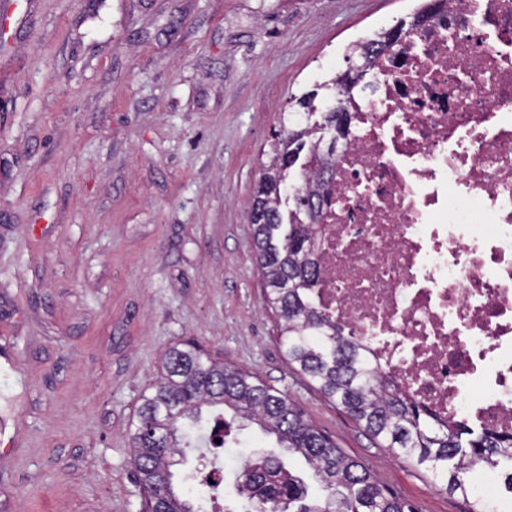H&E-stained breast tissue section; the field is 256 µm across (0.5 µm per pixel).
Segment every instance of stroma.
Wrapping results in <instances>:
<instances>
[{
  "instance_id": "1",
  "label": "stroma",
  "mask_w": 512,
  "mask_h": 512,
  "mask_svg": "<svg viewBox=\"0 0 512 512\" xmlns=\"http://www.w3.org/2000/svg\"><path fill=\"white\" fill-rule=\"evenodd\" d=\"M423 0H0V512H140L131 430L191 340L413 512L471 503L291 367L250 211L291 96Z\"/></svg>"
}]
</instances>
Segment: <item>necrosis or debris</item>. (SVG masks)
I'll list each match as a JSON object with an SVG mask.
<instances>
[{
	"instance_id": "1",
	"label": "necrosis or debris",
	"mask_w": 512,
	"mask_h": 512,
	"mask_svg": "<svg viewBox=\"0 0 512 512\" xmlns=\"http://www.w3.org/2000/svg\"><path fill=\"white\" fill-rule=\"evenodd\" d=\"M349 110L318 306L434 415L512 434V0H446Z\"/></svg>"
}]
</instances>
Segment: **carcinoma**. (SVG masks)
<instances>
[{"label": "carcinoma", "instance_id": "1", "mask_svg": "<svg viewBox=\"0 0 512 512\" xmlns=\"http://www.w3.org/2000/svg\"><path fill=\"white\" fill-rule=\"evenodd\" d=\"M421 11L347 48L355 68L331 79L333 94L316 105L318 91L291 97L296 112L283 118L251 205L254 258L265 300L282 319L279 340L288 363L330 402L340 406L382 448L424 469L451 493L474 498L470 512H489L475 496L471 478L499 470L512 491V434L475 432L467 424L442 421L413 401L315 304L323 272L318 264L316 225L327 202L332 142L348 132L336 114L348 104L364 77L404 35L420 25ZM320 120L312 123L314 110ZM306 154L293 208L283 214L281 186L293 168L290 156ZM160 377L142 395L131 435L133 465L142 494L156 512H210L209 497H188L172 457L198 447L203 408L213 413L211 436L224 447L232 421L257 424L279 446L301 455L326 491L324 504L308 501L309 485L285 469L276 455L263 464L246 461L236 494L246 512H412L383 490L370 471L321 432L304 410L251 373L227 366L191 343H173L160 359ZM231 411V419L224 412Z\"/></svg>", "mask_w": 512, "mask_h": 512}]
</instances>
